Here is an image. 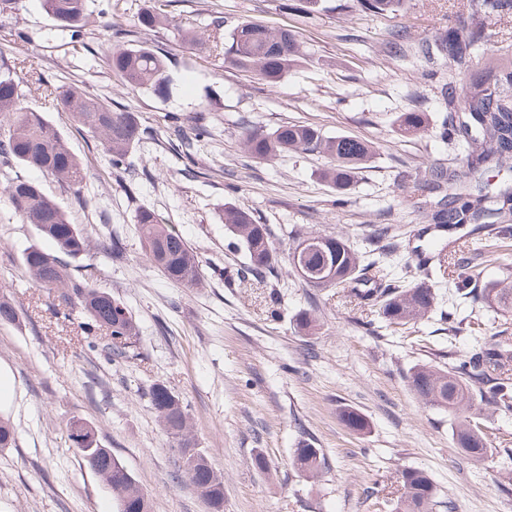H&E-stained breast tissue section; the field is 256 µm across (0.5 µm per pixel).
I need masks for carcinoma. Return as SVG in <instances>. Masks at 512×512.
Here are the masks:
<instances>
[{
	"instance_id": "carcinoma-1",
	"label": "carcinoma",
	"mask_w": 512,
	"mask_h": 512,
	"mask_svg": "<svg viewBox=\"0 0 512 512\" xmlns=\"http://www.w3.org/2000/svg\"><path fill=\"white\" fill-rule=\"evenodd\" d=\"M46 13L57 26L81 39L88 26L85 0H42ZM402 0H360L363 9L373 14L396 12ZM468 17L512 18V0H467ZM163 22L157 12L147 9L138 17V27L151 31ZM482 39L481 25H462L434 39L426 54L436 55L454 66L470 70L476 62L475 46ZM405 30L392 33L387 42L389 53L406 52ZM300 54L296 35L288 29L273 31L265 25L245 21L230 34L224 56L238 68L255 71L266 84L274 86L284 77L288 66ZM108 69L134 88H146L165 96L171 89L166 55L145 43H130L113 49L107 57ZM512 71L502 73L484 68L479 79L464 97L465 112L449 115L441 139L448 143H479L481 150L467 156V171L458 174L444 167L431 171L430 178L417 185L424 201L429 224L451 232L466 224L512 216ZM29 96L52 98L59 112L67 113L86 132L100 139L112 157V167H124L126 158L146 138L136 113L115 110L112 101L63 83H51L41 73L25 70V62L0 57V176L14 214L34 226L46 245L33 244L21 255L22 264L33 282L58 293L59 305L78 307L86 318L87 334L105 336L107 356L127 361L136 356L139 328L128 307L111 294L94 287V272L86 266L76 277L71 265L59 254L79 260L89 252L90 239L40 183L20 174L22 169L37 170L53 177L62 186L76 192L86 182L84 165L65 145L61 132L43 112L24 104ZM404 130L426 127L421 112L400 116ZM243 145L250 158L272 161L290 153L316 151L328 155L333 164L322 173L323 179L337 191L352 186L358 170L376 155L374 143L350 135L327 136L309 124L283 123L272 129L250 126L243 131ZM223 221L227 229L243 243L248 270L272 274L278 254L269 225L261 224L252 212L226 206ZM134 223L151 264L169 281L181 288H196L202 279L198 253L174 227L162 221L149 207L139 208ZM309 243L303 258L311 270L326 271L331 286L360 301L379 302L382 318L389 326L414 325L438 310L448 322V342L471 329L466 318L458 317V307L481 303L512 311V265L500 263L502 287L473 288L474 275L454 283L448 297L440 295L429 282L380 286L368 276L376 260L352 248L339 233H312L298 240ZM429 260L439 271L457 272L474 268L472 259L459 257L442 248ZM443 367L419 366L409 379L411 389L425 405L455 413L451 423L452 439L469 456L481 459L493 454L475 417L469 413L474 396L498 408H512V336H493L476 345L462 357H453ZM149 401L163 429L175 439L182 472L190 485L207 503L209 512H224V480L206 456L196 448L190 434V417L182 400L167 385L158 382L149 391ZM68 438L83 462L99 474L116 499L128 501L129 512L150 508L149 498L126 466L109 448L95 438V431L75 421ZM292 463L302 473L317 474L325 465L320 449L302 440L295 448ZM446 504L436 486L423 471L402 472L400 512H438Z\"/></svg>"
}]
</instances>
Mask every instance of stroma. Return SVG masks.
Returning a JSON list of instances; mask_svg holds the SVG:
<instances>
[{"instance_id":"1","label":"stroma","mask_w":512,"mask_h":512,"mask_svg":"<svg viewBox=\"0 0 512 512\" xmlns=\"http://www.w3.org/2000/svg\"><path fill=\"white\" fill-rule=\"evenodd\" d=\"M460 3L402 0L399 11L374 15L358 0H322L311 13L304 0H90L96 22L78 43L57 29L40 0H19L12 15L0 16L1 57L108 97L153 133L119 172L99 139L49 101H29L87 166L84 202L53 179L42 185L90 234L84 261L96 270V287L124 300L136 319L140 355L117 362L89 348L80 311L63 316L55 294L36 287L21 262L38 240L35 229L0 192V297L18 313L16 323H0V366L15 388L0 417L16 432L15 447L0 448V512H117L111 489L67 439L74 418L96 429L148 494L151 512H209L183 482L175 442L148 402L159 381L182 398L198 448L224 477V512H396L392 491L408 468L430 475L451 512H512V410L476 404L494 449L476 461L455 447L452 415L423 405L408 380L415 366H443L449 354L461 357L489 337L512 335V311L476 308L473 331L453 341L435 316L375 335L360 320L380 322L376 303L359 306L339 289L308 286L288 262L290 247L311 233H343L365 253L372 226L390 224L396 254L409 265L391 269V277L420 280L413 250L428 222L413 206L414 185L432 168H461L471 152L464 142L448 145L438 131L448 113L463 112L474 78L444 60L427 64L420 47L459 27ZM152 6L165 25L139 31V15ZM248 20L291 30L301 43L302 58L277 86L230 65L214 48ZM483 26L481 66L512 70V23ZM187 28L195 41L184 39ZM401 28L410 51L396 58L385 44ZM119 29L170 59L169 96L129 87L108 70V53L122 44ZM413 111L426 113L430 125L401 135L396 120ZM285 122L366 138L378 152L344 194L321 179L328 160L319 154L272 162L246 156L244 124L271 129ZM199 126L210 136L189 164L173 130L189 136ZM228 203L270 226L278 276L244 277L246 252L219 219ZM140 205L174 224L198 253L199 287H178L149 263L133 220ZM462 232L490 254L477 280L490 287L500 276L496 257L512 263V238H484L483 227L471 224ZM116 233L123 241L117 255L110 249ZM305 310L320 323L308 336L295 322ZM347 408L366 418L365 433L346 427ZM303 439L325 456L314 478L292 465ZM258 455L266 469L254 467Z\"/></svg>"}]
</instances>
